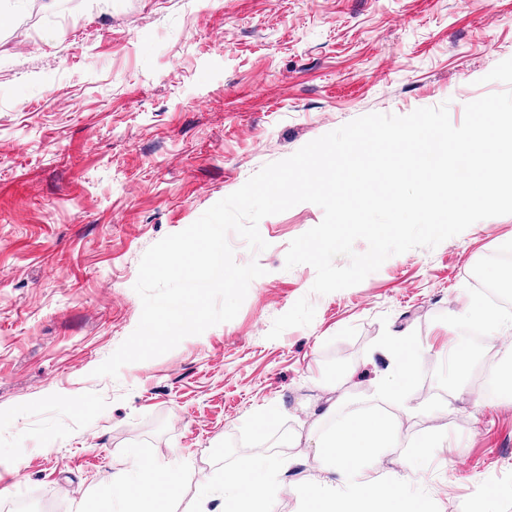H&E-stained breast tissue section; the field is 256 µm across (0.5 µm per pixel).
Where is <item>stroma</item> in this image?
I'll return each mask as SVG.
<instances>
[{
	"label": "stroma",
	"instance_id": "obj_1",
	"mask_svg": "<svg viewBox=\"0 0 512 512\" xmlns=\"http://www.w3.org/2000/svg\"><path fill=\"white\" fill-rule=\"evenodd\" d=\"M512 0H0V512H121L100 498L140 458L180 471L171 512L223 492L242 455L285 456L292 485L314 461L325 398L373 400L394 365L382 331L417 332L425 378L389 406L397 444L377 478L423 488L439 512L512 485V397L489 395L512 334L462 328L512 214L432 249L388 258L353 287L312 293L288 246L318 225L301 203L263 218L268 247L237 316L175 349L93 371L135 330L145 251L196 221L266 164L369 113L404 116L503 91ZM466 337V372L448 347ZM448 445L415 459L438 428Z\"/></svg>",
	"mask_w": 512,
	"mask_h": 512
}]
</instances>
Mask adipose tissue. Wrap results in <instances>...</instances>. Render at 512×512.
I'll list each match as a JSON object with an SVG mask.
<instances>
[{
    "label": "adipose tissue",
    "mask_w": 512,
    "mask_h": 512,
    "mask_svg": "<svg viewBox=\"0 0 512 512\" xmlns=\"http://www.w3.org/2000/svg\"><path fill=\"white\" fill-rule=\"evenodd\" d=\"M287 469V464L274 457L256 456L243 467L227 472L224 512H273L270 494L288 490L283 478ZM178 481L176 471L160 472L144 465L133 474L113 472L108 491L124 501V512H166Z\"/></svg>",
    "instance_id": "obj_1"
}]
</instances>
